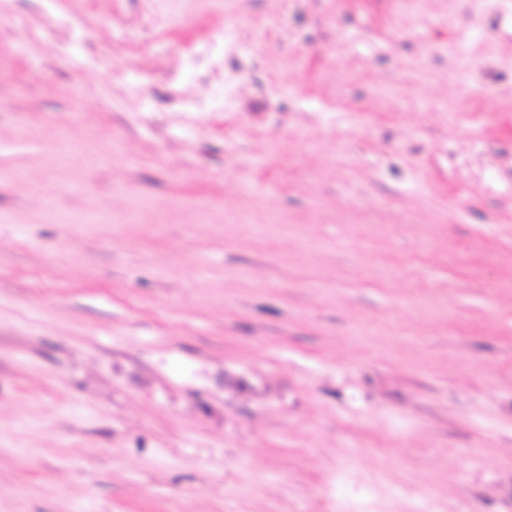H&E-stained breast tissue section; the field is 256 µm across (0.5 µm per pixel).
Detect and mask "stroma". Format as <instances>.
<instances>
[{"label":"stroma","instance_id":"stroma-1","mask_svg":"<svg viewBox=\"0 0 512 512\" xmlns=\"http://www.w3.org/2000/svg\"><path fill=\"white\" fill-rule=\"evenodd\" d=\"M0 512H512V0H0Z\"/></svg>","mask_w":512,"mask_h":512}]
</instances>
